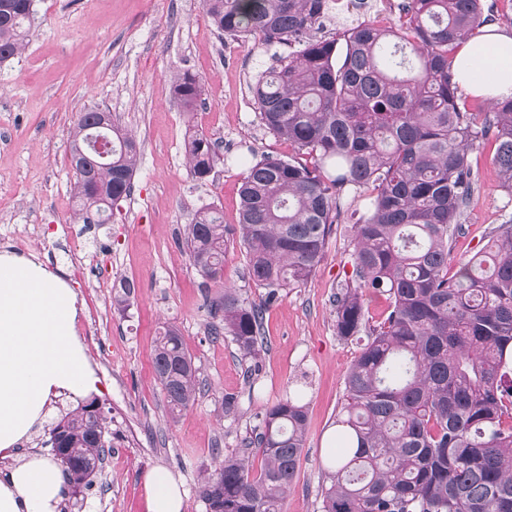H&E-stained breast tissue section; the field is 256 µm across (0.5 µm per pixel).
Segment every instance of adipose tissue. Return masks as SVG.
I'll list each match as a JSON object with an SVG mask.
<instances>
[{
  "mask_svg": "<svg viewBox=\"0 0 512 512\" xmlns=\"http://www.w3.org/2000/svg\"><path fill=\"white\" fill-rule=\"evenodd\" d=\"M467 71L455 79L469 94L512 96V34L487 29L463 41L455 55ZM77 296L41 261L0 254V458L44 415L49 401L96 390L75 323ZM146 512H182L184 491L164 469L145 477ZM59 465L33 455L0 477V512H61Z\"/></svg>",
  "mask_w": 512,
  "mask_h": 512,
  "instance_id": "obj_1",
  "label": "adipose tissue"
}]
</instances>
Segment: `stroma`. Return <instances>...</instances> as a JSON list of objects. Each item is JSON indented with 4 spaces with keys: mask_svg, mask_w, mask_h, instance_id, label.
<instances>
[{
    "mask_svg": "<svg viewBox=\"0 0 512 512\" xmlns=\"http://www.w3.org/2000/svg\"><path fill=\"white\" fill-rule=\"evenodd\" d=\"M400 2L340 0L323 34L379 15L397 18ZM274 52L253 36L219 33L203 0H34L26 49L0 64V252L38 258L74 288L76 331L99 379L96 395L123 435L93 486L65 512H146L144 478L159 466L182 483L183 512H206L201 474L221 452L248 456L259 469L261 454L247 441L264 409L300 386L308 431L282 512H320L345 375L363 346L337 335L334 299L352 275V217L367 214V194H345L315 274L267 305L266 350L255 364L230 338L211 336L217 287L204 283L181 245L203 206L236 223L247 152L295 155L263 127L250 89ZM183 71L206 88L205 104L191 114L171 89L173 74ZM94 107L110 112L140 148L133 190L113 206L107 224L78 221L72 193L70 131ZM194 132L219 142L224 153L202 181L185 158ZM493 152L487 146L470 155L480 182L454 243L460 257L480 250L493 228L512 219V195L500 186ZM105 271L134 281L126 311L116 310L111 289L102 287ZM224 283L252 301L265 297L239 246L226 253ZM166 324L180 330L198 369L195 402L177 416L168 412L152 363L155 336ZM228 394L238 402L232 422L222 411Z\"/></svg>",
    "mask_w": 512,
    "mask_h": 512,
    "instance_id": "stroma-1",
    "label": "stroma"
}]
</instances>
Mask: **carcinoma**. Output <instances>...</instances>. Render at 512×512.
<instances>
[{
  "label": "carcinoma",
  "instance_id": "cac0c4a2",
  "mask_svg": "<svg viewBox=\"0 0 512 512\" xmlns=\"http://www.w3.org/2000/svg\"><path fill=\"white\" fill-rule=\"evenodd\" d=\"M336 2L204 0L223 34L290 48L251 91L263 126L310 159L262 157L241 184L238 223L208 206L187 225L190 261L221 286L210 333L232 337L245 359L260 356L263 306L223 285L230 245L245 250L269 304L317 269L340 195L370 193L369 214L352 225L351 281L334 300L337 335L349 339L366 327L364 291L391 304L346 373L336 418L346 451L327 468L321 512H512V219L483 249L453 256L478 185L469 154L493 144L501 187L512 194V96L472 112L452 69L458 42L492 15L483 0H406L395 22L364 20L332 39L316 37ZM32 13L33 0H0V63L25 47ZM172 92L187 112L204 101L201 80L188 71L174 77ZM91 118L85 111L74 124L70 161H84L75 172L78 218L104 224L132 191L138 148L113 125L112 157L101 163ZM185 152L198 180L220 159L218 144L200 133ZM134 288L121 280L112 304H127ZM153 366L169 411L192 406L197 368L175 326L162 327ZM100 406L89 397L47 424L71 485L90 486L101 450L112 447ZM306 432L302 392L266 407L249 441L263 466L253 472L243 456H224L200 483L207 512H281Z\"/></svg>",
  "mask_w": 512,
  "mask_h": 512
}]
</instances>
